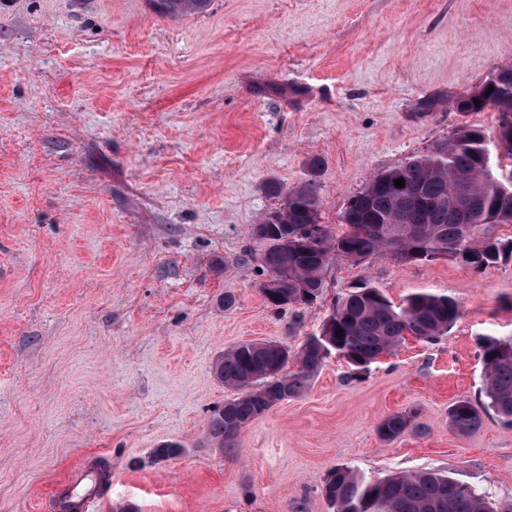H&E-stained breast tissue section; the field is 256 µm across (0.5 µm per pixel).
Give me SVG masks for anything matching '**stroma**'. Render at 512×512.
<instances>
[{"label": "stroma", "instance_id": "35a3bbf8", "mask_svg": "<svg viewBox=\"0 0 512 512\" xmlns=\"http://www.w3.org/2000/svg\"><path fill=\"white\" fill-rule=\"evenodd\" d=\"M509 64L512 0H212L176 17L0 0V512H57L79 469L112 473L94 512H333L320 489L339 465L434 469L512 500V426L448 425L483 398L478 338L512 336V259H339L318 301L278 314L253 234L279 205L266 180L314 182L336 231L381 171L463 124L495 136L500 112L450 100ZM360 279L397 304L447 294L461 316L362 373L331 356L216 447L210 412L233 392L215 359L299 348ZM409 411L425 433L382 441ZM167 442L180 453L157 459Z\"/></svg>", "mask_w": 512, "mask_h": 512}]
</instances>
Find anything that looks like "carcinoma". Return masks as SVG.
<instances>
[{"label": "carcinoma", "mask_w": 512, "mask_h": 512, "mask_svg": "<svg viewBox=\"0 0 512 512\" xmlns=\"http://www.w3.org/2000/svg\"><path fill=\"white\" fill-rule=\"evenodd\" d=\"M211 0H150L166 16L203 13ZM479 102L452 100L458 112L490 106L512 116V66H503L481 85ZM512 160V130L498 128L493 139L480 129L461 125L422 154L373 177L347 204L340 231L316 222L319 200L312 187L265 185L279 207L254 228L264 245L263 272L283 278L279 297L265 296L272 310L283 313L316 302L325 287L330 262L357 254L387 257L412 264L447 258L482 272L512 257V239L483 238L486 224H512V170L509 180L494 159ZM403 180L404 187L395 186ZM460 317L456 300L418 291L398 305L366 281L355 283L329 312L317 334L291 351L280 343L242 342L220 354L214 373L236 396L211 410L208 431L218 447H231L255 418L275 404L303 396L333 354L345 357L357 372L392 352L407 336L436 341ZM343 337H338V330ZM486 401L455 402L448 423L465 436L477 431L493 411L512 424V336H484L478 344ZM416 413L396 412L378 424L390 443L408 432L424 434ZM333 512H512V501L493 503L477 489L435 470L368 480L347 466L328 475L321 490Z\"/></svg>", "instance_id": "cac0c4a2"}]
</instances>
